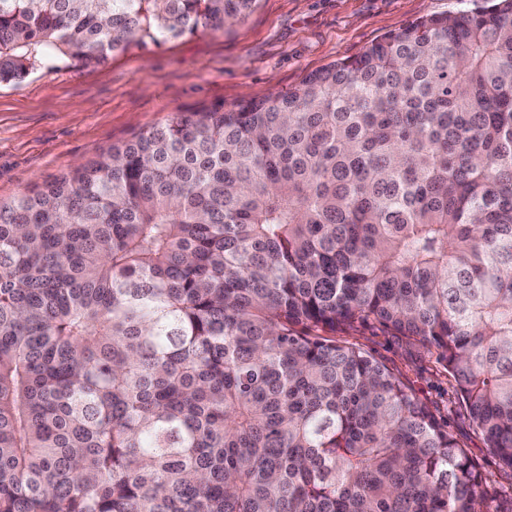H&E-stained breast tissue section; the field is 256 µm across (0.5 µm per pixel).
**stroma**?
I'll return each instance as SVG.
<instances>
[{
    "mask_svg": "<svg viewBox=\"0 0 512 512\" xmlns=\"http://www.w3.org/2000/svg\"><path fill=\"white\" fill-rule=\"evenodd\" d=\"M469 0H257L252 13L220 31L162 45L130 44L108 62H68L0 84V202L68 174L177 112L231 109L298 86L306 75L361 53L425 15L468 8ZM399 374L497 484L500 472L460 404L435 349L381 326L336 330Z\"/></svg>",
    "mask_w": 512,
    "mask_h": 512,
    "instance_id": "1",
    "label": "stroma"
}]
</instances>
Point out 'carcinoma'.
Returning a JSON list of instances; mask_svg holds the SVG:
<instances>
[{"label": "carcinoma", "mask_w": 512, "mask_h": 512, "mask_svg": "<svg viewBox=\"0 0 512 512\" xmlns=\"http://www.w3.org/2000/svg\"><path fill=\"white\" fill-rule=\"evenodd\" d=\"M255 2L0 0V83ZM368 321L512 474V0L1 202L0 512H500ZM320 334L363 347L399 374L412 393L430 405L441 421L448 424V430L469 450L478 469L496 481V487L510 486L511 477L500 472L497 460L485 448L481 434L473 426L464 406L459 403L454 382L438 362V352L434 348L411 344L372 323L356 325L351 330H325Z\"/></svg>", "instance_id": "carcinoma-1"}]
</instances>
